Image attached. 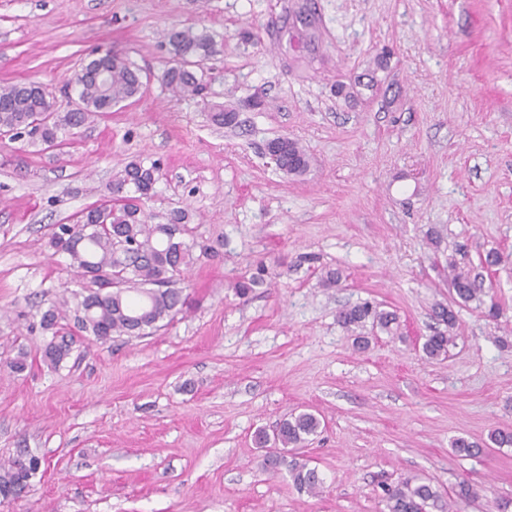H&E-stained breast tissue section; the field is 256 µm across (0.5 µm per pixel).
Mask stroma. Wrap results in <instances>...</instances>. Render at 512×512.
Returning <instances> with one entry per match:
<instances>
[{
	"label": "stroma",
	"instance_id": "stroma-1",
	"mask_svg": "<svg viewBox=\"0 0 512 512\" xmlns=\"http://www.w3.org/2000/svg\"><path fill=\"white\" fill-rule=\"evenodd\" d=\"M174 26L214 37L201 96L162 82ZM108 50L150 73L136 100L59 151L0 138V464L43 460L0 512H387L382 483L408 476L446 497L470 483L457 512H512V446L486 445L512 429V0H0V82L47 85L58 111ZM283 136L305 175L266 156ZM133 159L160 165L147 213L187 209L214 252L164 329L75 335L51 368L36 312L84 282L49 238ZM490 251L501 316L456 307L447 359L425 361L451 268ZM364 301L399 335L355 347L337 314ZM301 409L323 421L302 450L316 496L254 441ZM457 437L484 452L457 456ZM288 139V137H281L282 141L287 140L285 144H280L278 138L273 139L268 142V147L282 151L283 164L280 169L283 172L291 175H302L309 167V157L297 141Z\"/></svg>",
	"mask_w": 512,
	"mask_h": 512
}]
</instances>
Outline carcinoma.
Instances as JSON below:
<instances>
[{"mask_svg":"<svg viewBox=\"0 0 512 512\" xmlns=\"http://www.w3.org/2000/svg\"><path fill=\"white\" fill-rule=\"evenodd\" d=\"M172 55L171 64L163 73V83L175 95L199 96L204 84L196 68L214 51L212 36L205 30L172 27L164 34ZM103 66L107 82L100 83L90 73L78 72L71 82L77 89L76 107L68 112L51 110L50 92L35 82H5L0 84V135L20 138L28 136L33 143L49 149L63 148L65 136L73 129L91 123L112 107L136 98L144 83L141 70L124 56L106 52L89 60L86 69ZM268 147L282 151L280 169L291 175H301L309 167V157L295 140L281 144L273 139ZM159 179V167L132 160L117 172L109 185L108 199L92 205L69 224H58L50 239L55 252L66 254L70 265L86 280V295L76 303L75 323L78 331L105 342L114 336H145L160 331L188 304V296L177 283L186 267L194 261L195 244L184 240L188 233V213L172 209L166 222L150 224L144 206L151 198ZM266 269L260 267L249 277L239 279L235 288L241 296L264 281ZM450 304H439L436 317L447 327L428 336L422 352L429 360L448 356L454 343L458 318L455 304L483 301L490 290L484 288L483 276L476 269L456 270L450 277ZM68 301L43 311L40 328L52 334L45 345L43 359L57 367L69 355L73 340H56L62 325L63 308ZM338 322L356 334L358 348L365 349L368 337L360 330L370 325L391 336L398 334V317L368 302L341 309ZM320 428L319 418L312 412L292 413L283 420L271 439L265 433L257 435L259 444H274L281 451L291 452L308 442ZM454 452L471 457L482 448L464 437L452 441ZM34 455L21 452L10 459L0 473V493L18 495L29 486L30 462ZM279 461L288 464L293 485L301 492L316 495L323 479L317 468L296 456ZM388 512H452L451 504L431 483L420 477H407L394 485L383 487Z\"/></svg>","mask_w":512,"mask_h":512,"instance_id":"1","label":"carcinoma"}]
</instances>
